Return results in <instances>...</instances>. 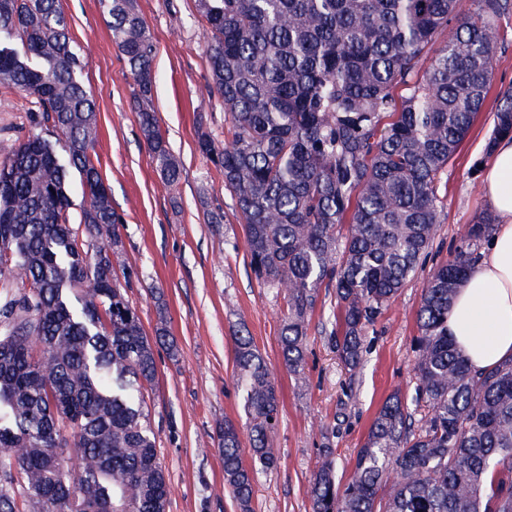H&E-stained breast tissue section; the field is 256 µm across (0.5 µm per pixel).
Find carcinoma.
Masks as SVG:
<instances>
[{
    "label": "carcinoma",
    "mask_w": 512,
    "mask_h": 512,
    "mask_svg": "<svg viewBox=\"0 0 512 512\" xmlns=\"http://www.w3.org/2000/svg\"><path fill=\"white\" fill-rule=\"evenodd\" d=\"M133 80L161 177L181 170L152 108L156 45L136 0H101ZM196 0L211 31L209 91L233 139L198 149L224 173L255 278L286 303L284 364L304 379L309 316L336 298L329 332L355 376L366 333L415 275L441 223L437 176L492 82V22L512 0ZM442 47L428 56L439 35ZM60 0H0V85L34 99L29 132L0 159V512H167L170 485L143 390L156 343L122 292V217L92 162L94 97ZM512 138V92L493 137ZM88 203L71 214L69 184ZM496 224L491 210L437 264L418 311L416 405L392 393L352 474L309 480L312 512H512V358L475 372L448 337L457 288ZM234 362L253 466L224 421V482L251 512L257 470L278 466L274 377L249 333Z\"/></svg>",
    "instance_id": "1"
}]
</instances>
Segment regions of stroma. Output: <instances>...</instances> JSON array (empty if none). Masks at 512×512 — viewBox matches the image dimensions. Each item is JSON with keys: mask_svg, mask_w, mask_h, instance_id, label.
<instances>
[{"mask_svg": "<svg viewBox=\"0 0 512 512\" xmlns=\"http://www.w3.org/2000/svg\"><path fill=\"white\" fill-rule=\"evenodd\" d=\"M78 51L91 59L84 83L98 115L91 157L123 217L121 265L133 272L127 296L147 335L165 327L176 350L159 349L154 383L144 391L156 446L168 476V512H239L224 483L219 430L245 426L234 370L233 336L247 329L277 383L279 423L272 446L276 469L258 471L253 512H311L308 482L324 456L339 479L352 471L372 419L393 392L415 395L417 310L429 265L462 246L475 217L488 209L481 165L494 130L495 95L512 91V12L497 18L492 99L487 100L439 176L441 222L426 268L416 272L367 331L363 369L349 375L326 333L336 308L321 295L311 315L304 378L282 362L279 334L286 309L248 265L244 234L224 175L197 141L232 137L218 96L208 91L211 38L194 0H136L157 47L153 105L180 164L177 184L157 171L132 106L133 84L112 40L99 0H61ZM31 98L0 89V157L28 133ZM222 215L219 224L211 215Z\"/></svg>", "mask_w": 512, "mask_h": 512, "instance_id": "obj_1", "label": "stroma"}]
</instances>
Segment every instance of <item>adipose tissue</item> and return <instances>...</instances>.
I'll return each mask as SVG.
<instances>
[{"label":"adipose tissue","instance_id":"adipose-tissue-1","mask_svg":"<svg viewBox=\"0 0 512 512\" xmlns=\"http://www.w3.org/2000/svg\"><path fill=\"white\" fill-rule=\"evenodd\" d=\"M482 184L498 222L448 315L449 336L476 370L512 358V139L498 142Z\"/></svg>","mask_w":512,"mask_h":512}]
</instances>
